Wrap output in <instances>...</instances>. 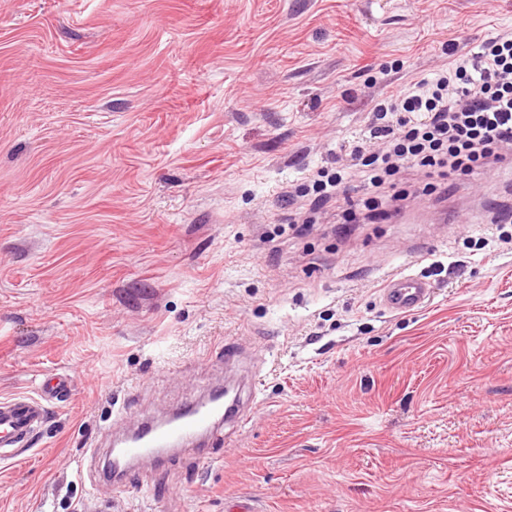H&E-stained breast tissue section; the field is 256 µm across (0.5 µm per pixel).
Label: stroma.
<instances>
[{
  "label": "stroma",
  "instance_id": "stroma-1",
  "mask_svg": "<svg viewBox=\"0 0 512 512\" xmlns=\"http://www.w3.org/2000/svg\"><path fill=\"white\" fill-rule=\"evenodd\" d=\"M512 0H0V512H512V163L298 235L288 193ZM428 279L395 314L386 275ZM238 351L235 363L225 349ZM234 386L118 492L90 449ZM431 284L425 279L405 272L388 276L381 289L383 305L393 313L417 312L430 302L433 295ZM69 374L43 380L36 395L17 394L0 399V458L11 459L26 451L33 433L44 422L50 403L64 402L71 392Z\"/></svg>",
  "mask_w": 512,
  "mask_h": 512
}]
</instances>
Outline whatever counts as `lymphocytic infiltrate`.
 <instances>
[{
    "label": "lymphocytic infiltrate",
    "instance_id": "obj_1",
    "mask_svg": "<svg viewBox=\"0 0 512 512\" xmlns=\"http://www.w3.org/2000/svg\"><path fill=\"white\" fill-rule=\"evenodd\" d=\"M448 69L413 81L375 105L387 114L370 122L366 140L352 146L335 169H320L310 180L317 199L343 201L349 209L369 207L350 192L353 171L383 192L387 177L419 166L449 172L490 169L512 152V31L505 30L471 49L449 41ZM385 141L390 149L373 152Z\"/></svg>",
    "mask_w": 512,
    "mask_h": 512
}]
</instances>
